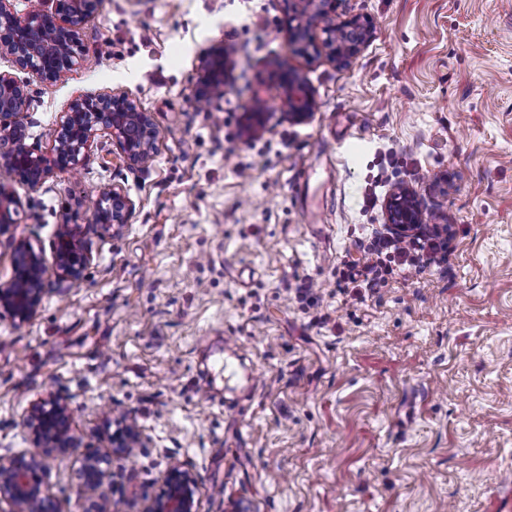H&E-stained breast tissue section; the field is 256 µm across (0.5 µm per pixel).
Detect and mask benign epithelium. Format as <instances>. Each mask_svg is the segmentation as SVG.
I'll use <instances>...</instances> for the list:
<instances>
[{
  "label": "benign epithelium",
  "mask_w": 512,
  "mask_h": 512,
  "mask_svg": "<svg viewBox=\"0 0 512 512\" xmlns=\"http://www.w3.org/2000/svg\"><path fill=\"white\" fill-rule=\"evenodd\" d=\"M297 8L288 21L291 45L313 42L316 32L326 35L325 45L335 64H345L370 41L374 26L360 17H336V0H294ZM100 0H33L29 11L18 14L10 0H0V56L14 67L29 70L42 79L57 82L75 65L79 29L94 13ZM230 53L224 46L206 48L199 55V77L192 91L196 103L209 102L224 94ZM282 109L288 120L305 123L317 110L315 90L304 74L285 69L282 75ZM31 101L25 85L9 72L0 71V229L15 223L21 199L9 189L20 181L32 188L42 185L56 171L80 165L84 149L99 129L111 132L123 159L130 166L146 169L154 156L157 131L148 113L123 92L73 101L56 129L51 156L35 153L27 144L24 114ZM127 197L116 188L100 195L93 221L108 229L127 223ZM387 228L400 239L415 235L423 213L412 189L401 185L387 203ZM90 262L77 227L61 225L54 246V270L77 285ZM13 275L0 284V317L8 316L23 325L38 313L46 294L49 269L41 252L25 241L12 256ZM35 451L13 456L0 455V503L8 512H56L46 481L47 458L66 454L77 447L68 402L58 394L33 401L23 419ZM143 435L133 423L107 437L104 454L90 456L82 467L81 491L87 512H112V498L100 492L109 477L107 465L114 457H127L142 446ZM165 490L150 501L144 512H198L197 480L185 463H174L164 473Z\"/></svg>",
  "instance_id": "benign-epithelium-1"
}]
</instances>
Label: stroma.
I'll return each mask as SVG.
<instances>
[{"mask_svg": "<svg viewBox=\"0 0 512 512\" xmlns=\"http://www.w3.org/2000/svg\"><path fill=\"white\" fill-rule=\"evenodd\" d=\"M293 8L102 0L65 81L18 73L40 153L86 96L126 92L157 131L149 170L103 129L76 170L12 185L22 207L0 232V283L17 241L53 261L65 224L91 256L79 287L50 279L31 322L0 318V455L32 451L31 401L69 400L78 446L48 460L58 512H81L83 460L128 415L146 445L112 462L119 512H143L173 461L192 467L199 512L512 499V0H336L340 18L374 25L341 66L322 42L289 47ZM212 45L232 68L223 96L198 105ZM280 62L314 88L310 122L283 116ZM401 184L424 229L450 225L449 245L354 298L340 272L369 261ZM109 187L131 205L116 232L92 222Z\"/></svg>", "mask_w": 512, "mask_h": 512, "instance_id": "1", "label": "stroma"}]
</instances>
